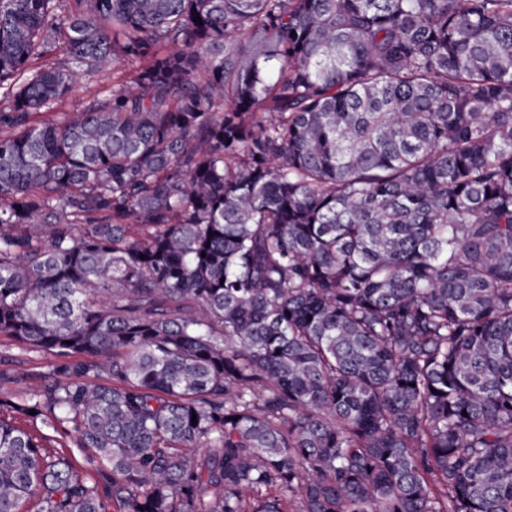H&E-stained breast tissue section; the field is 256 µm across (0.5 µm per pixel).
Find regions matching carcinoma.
Returning a JSON list of instances; mask_svg holds the SVG:
<instances>
[{"mask_svg":"<svg viewBox=\"0 0 512 512\" xmlns=\"http://www.w3.org/2000/svg\"><path fill=\"white\" fill-rule=\"evenodd\" d=\"M2 336L0 512H512V0H0ZM123 67L124 64L120 63L114 67V70L111 67L109 70L102 72L92 79L78 80L69 102L72 101L86 104L96 97L107 94L112 90L113 73L114 76H116L117 72H119ZM44 362L42 354L22 350L6 338L0 337V370L9 369L19 379L16 383L0 386V396L1 393L7 392L16 401L25 398L28 391L39 384L32 374L33 371L39 370Z\"/></svg>","mask_w":512,"mask_h":512,"instance_id":"obj_1","label":"carcinoma"}]
</instances>
